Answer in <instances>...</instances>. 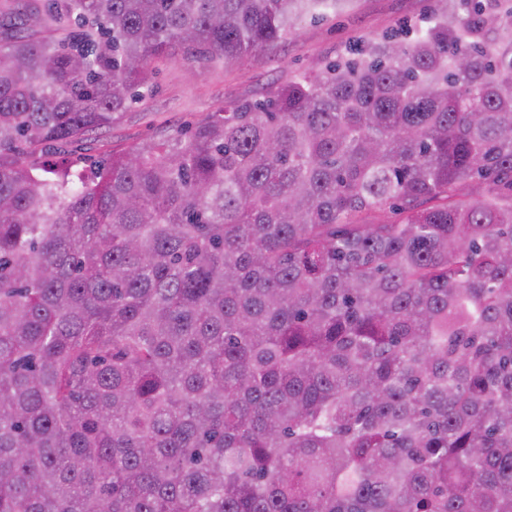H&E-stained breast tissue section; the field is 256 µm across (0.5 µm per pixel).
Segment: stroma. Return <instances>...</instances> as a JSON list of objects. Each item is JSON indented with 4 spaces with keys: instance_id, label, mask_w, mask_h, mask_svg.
<instances>
[{
    "instance_id": "1",
    "label": "stroma",
    "mask_w": 512,
    "mask_h": 512,
    "mask_svg": "<svg viewBox=\"0 0 512 512\" xmlns=\"http://www.w3.org/2000/svg\"><path fill=\"white\" fill-rule=\"evenodd\" d=\"M437 0H353L342 13L305 18L278 44L241 65L203 66L173 50L151 63L141 97L112 128L65 146L67 158L99 160L146 138L192 126L224 105L261 98L294 75L336 60L361 42L418 23Z\"/></svg>"
}]
</instances>
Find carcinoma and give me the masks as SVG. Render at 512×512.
<instances>
[{"label":"carcinoma","mask_w":512,"mask_h":512,"mask_svg":"<svg viewBox=\"0 0 512 512\" xmlns=\"http://www.w3.org/2000/svg\"><path fill=\"white\" fill-rule=\"evenodd\" d=\"M349 2L0 0V512H512V0L45 159Z\"/></svg>","instance_id":"carcinoma-1"}]
</instances>
